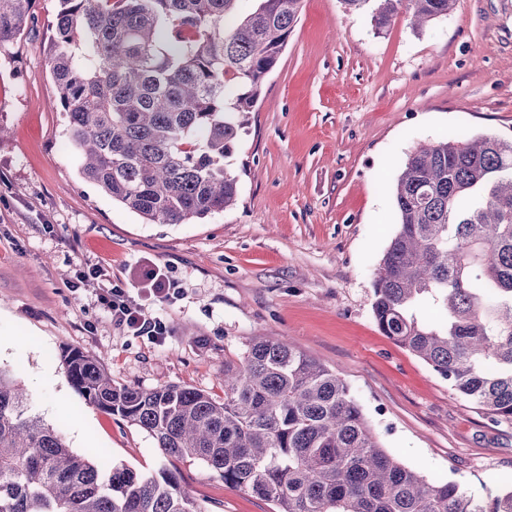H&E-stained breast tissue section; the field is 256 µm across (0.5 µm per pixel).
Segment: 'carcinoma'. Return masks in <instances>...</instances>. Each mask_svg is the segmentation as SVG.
I'll list each match as a JSON object with an SVG mask.
<instances>
[{"label":"carcinoma","instance_id":"carcinoma-1","mask_svg":"<svg viewBox=\"0 0 512 512\" xmlns=\"http://www.w3.org/2000/svg\"><path fill=\"white\" fill-rule=\"evenodd\" d=\"M60 0L49 60L80 175L145 224H189L237 201L225 165L293 32L302 0ZM376 29L399 7L421 27L454 0H342ZM32 0H0V46ZM398 229L374 281L383 335L496 424L512 426V143L451 134L404 161ZM435 307L423 316L427 305ZM88 404L147 432L276 512H512V487L475 496L379 443L347 384L294 345L253 340L224 362V400L117 385L103 360L62 351ZM0 369V512H207L177 469L138 473L73 453L28 414Z\"/></svg>","mask_w":512,"mask_h":512}]
</instances>
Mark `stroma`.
<instances>
[{
  "label": "stroma",
  "instance_id": "stroma-1",
  "mask_svg": "<svg viewBox=\"0 0 512 512\" xmlns=\"http://www.w3.org/2000/svg\"><path fill=\"white\" fill-rule=\"evenodd\" d=\"M59 8L34 0L23 33L0 46V369L26 388L29 414L78 454L150 474L177 468L207 512H273L87 404L60 355H100L119 385H187L220 400L225 362L275 336L341 377L409 468L478 496L512 486V427L384 336L372 309L405 157L452 131L512 142V0H455L420 30L401 10L380 31L342 0H303L229 160L238 203L193 224L142 223L80 175L54 105ZM154 264L179 296L161 303L144 289ZM82 265L103 277L77 282ZM112 281L161 317L163 342L112 322L98 301Z\"/></svg>",
  "mask_w": 512,
  "mask_h": 512
}]
</instances>
